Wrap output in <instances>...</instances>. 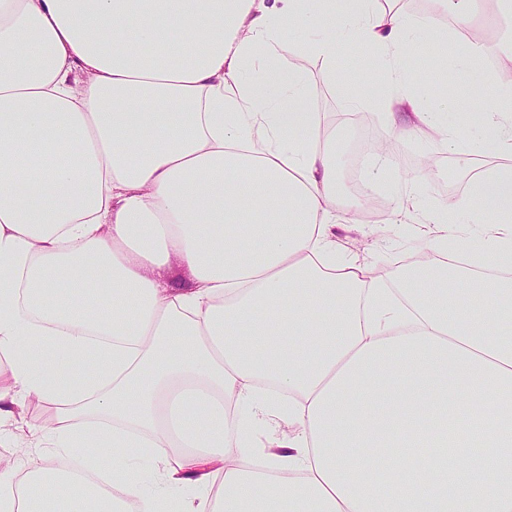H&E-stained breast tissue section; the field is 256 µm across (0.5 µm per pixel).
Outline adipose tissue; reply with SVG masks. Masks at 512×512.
Wrapping results in <instances>:
<instances>
[{"label":"adipose tissue","instance_id":"ef3b65f1","mask_svg":"<svg viewBox=\"0 0 512 512\" xmlns=\"http://www.w3.org/2000/svg\"><path fill=\"white\" fill-rule=\"evenodd\" d=\"M353 3L0 0V444L31 451L0 512H512V96L462 139L447 59L431 87L399 50L440 24ZM342 42L390 142L499 159L440 209L407 178L432 253L384 281L336 246L315 88L270 66Z\"/></svg>","mask_w":512,"mask_h":512}]
</instances>
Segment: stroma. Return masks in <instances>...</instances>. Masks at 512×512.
<instances>
[{"mask_svg": "<svg viewBox=\"0 0 512 512\" xmlns=\"http://www.w3.org/2000/svg\"><path fill=\"white\" fill-rule=\"evenodd\" d=\"M380 5L383 9L397 11L410 18L438 17L447 32L446 37L424 42L418 45L417 51L421 59L419 73L422 79L431 85L440 84V74L431 70L427 61L432 56L454 51L463 37L461 26L443 12L439 0H381ZM503 13L499 0H478L469 21L470 27L482 31L483 44L494 58L499 57L504 42L512 38V23L503 20ZM373 61L370 48L347 45L340 46L336 61L332 64L312 56L303 59L307 77L318 90L310 107L325 114L336 139V160L343 167L347 166L354 145L363 139L366 127H373L379 137L386 131V125L378 113L370 110L356 113L348 107L351 96L370 97L378 94L382 74L373 70ZM336 69L365 74L366 80L351 88L332 83L331 75ZM506 87V81L494 75L490 76L488 82L478 84L472 82L467 74H457L448 87V95L453 101L449 119L462 126H470L479 105ZM427 156L433 159V172L421 182L419 195L423 203L432 208L452 199L453 195L466 193L473 177L497 162L490 149L468 157L442 151L421 140L399 144L395 152L396 164L391 168H380L375 157L366 156L363 173L373 181L377 195L388 203L403 192L407 172L418 167L421 159ZM411 222V217L407 216L402 223H392L391 213L386 209L372 215L362 212L357 219L337 223L336 241L344 249L364 250L366 256L371 258L376 274L383 276L395 263L416 260L426 250V242L409 231Z\"/></svg>", "mask_w": 512, "mask_h": 512, "instance_id": "obj_1", "label": "stroma"}]
</instances>
